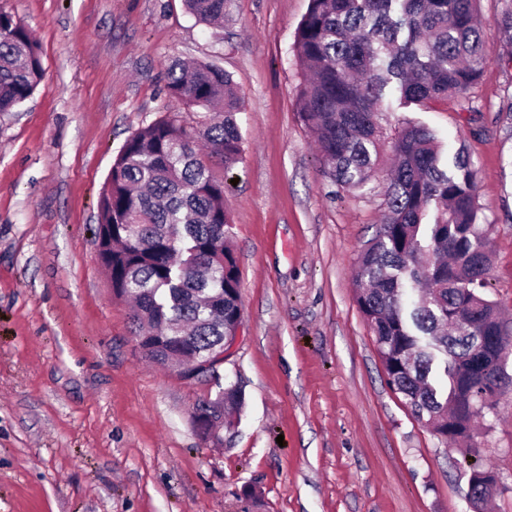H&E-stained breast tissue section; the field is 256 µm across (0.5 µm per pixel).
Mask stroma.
I'll return each mask as SVG.
<instances>
[{"label": "stroma", "instance_id": "35a3bbf8", "mask_svg": "<svg viewBox=\"0 0 512 512\" xmlns=\"http://www.w3.org/2000/svg\"><path fill=\"white\" fill-rule=\"evenodd\" d=\"M309 0H226L207 27L183 0H0L28 26L44 78L0 114V512H473L471 468L512 512V392L462 456L385 382L354 297L385 213L383 181L334 184L298 114L294 50ZM483 75L425 112L477 171L491 300L512 321V0H479ZM230 74L241 161L224 173L242 329L220 380L188 381L135 345L98 257V201L136 130L166 113L172 59ZM245 406L222 443L192 414L218 386Z\"/></svg>", "mask_w": 512, "mask_h": 512}]
</instances>
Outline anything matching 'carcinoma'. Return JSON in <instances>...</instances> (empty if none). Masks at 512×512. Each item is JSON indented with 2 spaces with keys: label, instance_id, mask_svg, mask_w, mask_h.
Returning <instances> with one entry per match:
<instances>
[{
  "label": "carcinoma",
  "instance_id": "carcinoma-1",
  "mask_svg": "<svg viewBox=\"0 0 512 512\" xmlns=\"http://www.w3.org/2000/svg\"><path fill=\"white\" fill-rule=\"evenodd\" d=\"M478 0H310L297 27L303 74L299 114L336 184L362 189L376 169L387 112L431 104L479 81L487 25ZM225 0H185L198 21L224 18ZM40 48L28 28L0 11V112H13L40 86ZM170 96L224 113L186 126L167 114L123 144L99 200L98 255L114 296L133 302L134 333H157L152 360L182 351L207 361L236 334L241 295L224 182L212 162H239L240 102L224 69L177 60L167 69ZM386 211L362 251L358 309L372 329L385 381L411 415L445 441L473 449L472 423L497 416L495 393L507 364L473 363L478 344L461 337L456 317L474 324L499 351H512V326L487 299L491 256L464 155L443 163L436 134L403 121L392 138ZM224 402V426L243 408L234 384L200 401L209 418Z\"/></svg>",
  "mask_w": 512,
  "mask_h": 512
}]
</instances>
